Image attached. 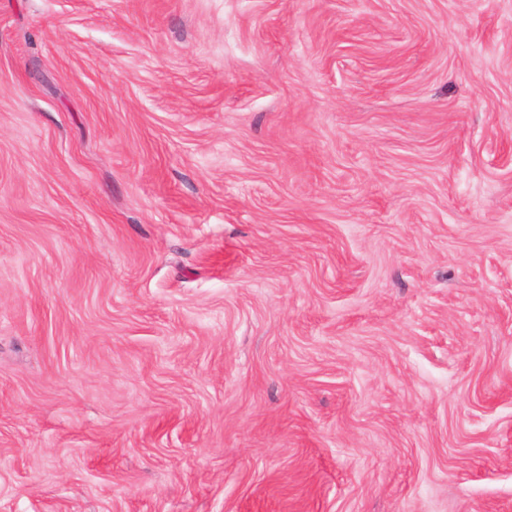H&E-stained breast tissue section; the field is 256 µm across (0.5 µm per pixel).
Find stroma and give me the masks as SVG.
<instances>
[{
    "instance_id": "obj_1",
    "label": "stroma",
    "mask_w": 512,
    "mask_h": 512,
    "mask_svg": "<svg viewBox=\"0 0 512 512\" xmlns=\"http://www.w3.org/2000/svg\"><path fill=\"white\" fill-rule=\"evenodd\" d=\"M0 512H512V0H0Z\"/></svg>"
}]
</instances>
